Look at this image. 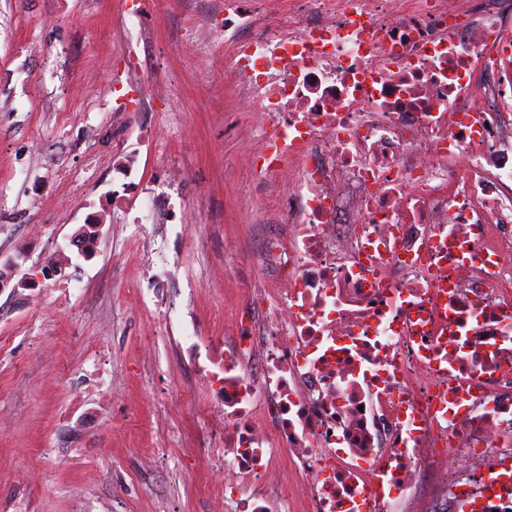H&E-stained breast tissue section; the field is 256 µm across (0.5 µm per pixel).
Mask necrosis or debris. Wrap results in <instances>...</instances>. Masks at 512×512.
Masks as SVG:
<instances>
[{"label": "necrosis or debris", "instance_id": "1", "mask_svg": "<svg viewBox=\"0 0 512 512\" xmlns=\"http://www.w3.org/2000/svg\"><path fill=\"white\" fill-rule=\"evenodd\" d=\"M219 29L282 219L199 372L226 512H512V0H224L181 46Z\"/></svg>", "mask_w": 512, "mask_h": 512}]
</instances>
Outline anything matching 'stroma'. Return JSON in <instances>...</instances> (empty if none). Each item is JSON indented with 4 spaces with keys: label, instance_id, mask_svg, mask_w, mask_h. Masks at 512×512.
Instances as JSON below:
<instances>
[{
    "label": "stroma",
    "instance_id": "35a3bbf8",
    "mask_svg": "<svg viewBox=\"0 0 512 512\" xmlns=\"http://www.w3.org/2000/svg\"><path fill=\"white\" fill-rule=\"evenodd\" d=\"M223 6L0 0V271L10 278L0 290V512H224L222 486L203 465L209 399L192 345L232 331L242 283L267 278L254 256L258 226L273 219L248 171L259 146L218 78L223 35L174 50L186 15ZM133 55L151 60L164 99L117 120L89 111L111 101L112 67ZM29 94L38 111L19 109ZM155 135L170 138L167 152L155 150ZM128 141L140 144L143 187L172 195L173 222L113 211L122 181L112 151ZM172 166L187 174L174 191L163 184ZM91 215L99 233L77 250ZM54 263L64 276H48ZM89 337L105 360V401L86 390ZM160 405L168 417L156 426ZM150 449L159 459L145 469Z\"/></svg>",
    "mask_w": 512,
    "mask_h": 512
}]
</instances>
